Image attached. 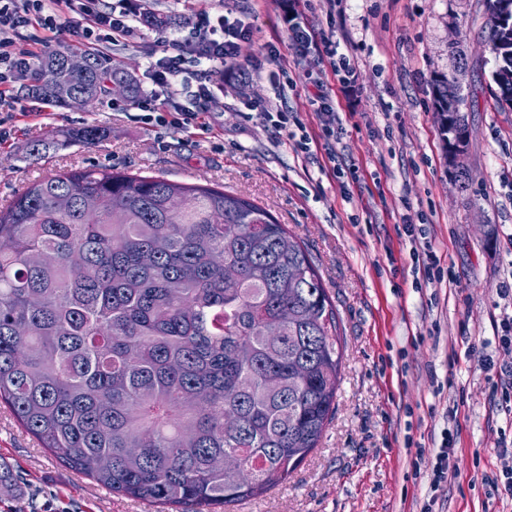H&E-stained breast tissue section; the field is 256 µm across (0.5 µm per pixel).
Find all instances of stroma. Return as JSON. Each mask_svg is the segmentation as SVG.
Masks as SVG:
<instances>
[{
    "label": "stroma",
    "mask_w": 512,
    "mask_h": 512,
    "mask_svg": "<svg viewBox=\"0 0 512 512\" xmlns=\"http://www.w3.org/2000/svg\"><path fill=\"white\" fill-rule=\"evenodd\" d=\"M237 12L253 29L239 47L238 73H227L207 104L209 131L156 122L104 102L68 110L28 98L22 83L5 98L12 118L0 140V207L35 180L91 164L160 174L187 184L218 185L266 207L308 247L338 311L344 359L336 413L316 451L282 486L233 512H512L482 477L501 461V436L512 438V414L499 405L498 368L512 353L493 344L512 296V108L500 106L487 51L485 0H325L298 6L300 24L325 33L353 67L345 81L318 51L294 48L280 0H150L169 28L199 7ZM162 28L143 23L101 52L142 77ZM282 62L260 60L264 44ZM465 54L457 69L454 50ZM458 77L470 132L460 187L449 168L433 110L430 82ZM331 91L342 122L326 143L309 99L316 82ZM311 138L309 153L272 132L262 110L275 83ZM101 128L92 144L55 146L58 130ZM51 149L30 155V142ZM413 224L425 231L451 275L415 287ZM457 436L456 475L429 489L428 453L443 429ZM0 459L28 490L0 495V512H148L65 466L0 409Z\"/></svg>",
    "instance_id": "1"
}]
</instances>
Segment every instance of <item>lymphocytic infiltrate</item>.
I'll return each instance as SVG.
<instances>
[{"label":"lymphocytic infiltrate","instance_id":"lymphocytic-infiltrate-1","mask_svg":"<svg viewBox=\"0 0 512 512\" xmlns=\"http://www.w3.org/2000/svg\"><path fill=\"white\" fill-rule=\"evenodd\" d=\"M144 15L142 0H0V87L25 79L36 57L17 47L13 31L33 24L52 31L64 21L88 43L112 44L130 35ZM251 34L240 18L206 9L197 12L184 26L159 38V48L150 53L144 70L152 88L131 101V108L142 111L148 122L169 116L175 123L196 125L198 102L212 96L215 75L236 65L239 44ZM188 73L195 87L177 96L174 87Z\"/></svg>","mask_w":512,"mask_h":512}]
</instances>
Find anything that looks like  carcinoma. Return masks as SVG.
I'll return each mask as SVG.
<instances>
[{"label":"carcinoma","instance_id":"carcinoma-1","mask_svg":"<svg viewBox=\"0 0 512 512\" xmlns=\"http://www.w3.org/2000/svg\"><path fill=\"white\" fill-rule=\"evenodd\" d=\"M486 11V46L512 73V19L495 0ZM28 80L57 108L62 84L91 104L119 86L140 93L111 58L79 48L50 51ZM434 94L445 107L456 90L441 75ZM441 134L469 136L454 117ZM99 137L86 126L58 144ZM343 344L308 248L250 199L91 164L0 210V405L114 495L224 512L285 483L336 413ZM0 492L24 494L2 462Z\"/></svg>","mask_w":512,"mask_h":512}]
</instances>
